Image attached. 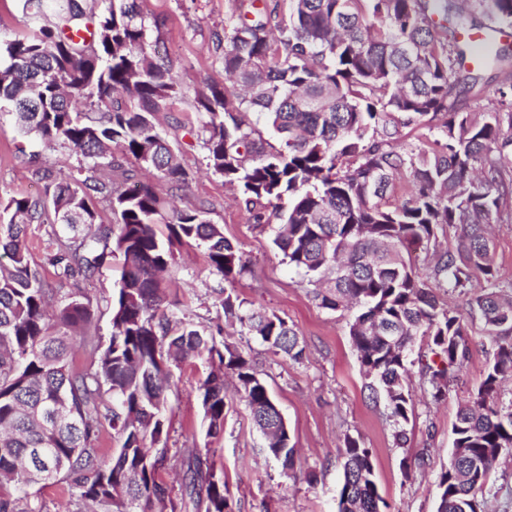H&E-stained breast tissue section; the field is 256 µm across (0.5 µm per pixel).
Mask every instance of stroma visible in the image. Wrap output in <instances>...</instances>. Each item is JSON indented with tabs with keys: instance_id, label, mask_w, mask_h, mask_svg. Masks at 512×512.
<instances>
[{
	"instance_id": "1",
	"label": "stroma",
	"mask_w": 512,
	"mask_h": 512,
	"mask_svg": "<svg viewBox=\"0 0 512 512\" xmlns=\"http://www.w3.org/2000/svg\"><path fill=\"white\" fill-rule=\"evenodd\" d=\"M141 7L147 15L164 17L156 39L172 61L173 74L186 96L208 84H224V68L211 35L224 28L227 0H141ZM175 147L188 172L187 185L175 193L176 204L208 207L212 223L223 225L225 237L238 245L247 265L230 284L235 294L247 307L294 323L305 340V355L294 362L273 354L238 324L226 322L218 292L228 284L210 269L205 245L176 248V260L165 274L168 303L176 304L187 322L198 328L223 325V342L244 352L281 410L297 448V464L286 476L266 457L264 440L231 377L225 381L224 433L216 439L208 437L197 397L207 364L198 359L174 362L169 367L170 404L159 444L165 452L160 475L170 485L173 499L182 498L181 463L193 451L223 474L233 512H337L342 483L339 450L345 438L352 437L372 448L379 492L390 512H435L437 474L453 447L458 406L481 382L496 349L494 338L484 334L480 323L469 324V356L447 399L432 403L420 387H413L409 440L406 447H396L384 402L369 398L365 388L367 378L348 335L352 311L318 305L306 278L274 245L276 225L249 223L235 189L207 170L195 136L179 130ZM78 167L79 158L69 149L22 138L14 114L0 112V199L43 197L40 169L73 175ZM60 234L56 224L27 225L32 262L52 284L55 304L73 297L89 301L93 334L108 338L118 275L108 263L87 278L58 276L50 260L59 249ZM423 451L428 454L426 467L403 469V456ZM28 502L41 512H85L83 503L70 499L63 483L31 485Z\"/></svg>"
}]
</instances>
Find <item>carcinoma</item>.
Listing matches in <instances>:
<instances>
[{"label": "carcinoma", "instance_id": "cac0c4a2", "mask_svg": "<svg viewBox=\"0 0 512 512\" xmlns=\"http://www.w3.org/2000/svg\"><path fill=\"white\" fill-rule=\"evenodd\" d=\"M34 29L0 39V110L21 131L60 142L101 169L79 180L46 170V197L0 203V512H25L34 483L67 485L103 512H175L159 475L168 408L169 363L202 359L198 387L206 435L224 432V378L236 376L266 455L287 475L295 444L267 385L243 351L219 344L164 305L161 273L177 245L205 244L209 267L232 282L245 271L239 247L208 209L170 206L157 183L187 173L156 115L184 99L172 66L153 48L140 0H51L56 21L41 23L44 0H21ZM224 33H214L226 83L195 93L191 131L206 166L238 192L252 224L278 225L275 246L313 286L326 309L356 304L349 336L372 399L384 398L396 447L408 441L409 355L416 343L423 386L442 401L467 357L468 326L417 273L412 252L434 254L437 286L468 296L469 314L497 349L484 379L459 407L453 449L438 474L435 512H484L492 464L512 456V403L498 402L512 375V291L503 292L487 229L512 219V78L481 112L458 97L476 72L509 69L512 47L489 31L477 51L462 32L477 17L512 23V0H229ZM105 107L93 120L77 107ZM276 135L271 143L263 130ZM407 133H402V130ZM154 172L155 183L121 191L129 179L114 152ZM413 192H388L396 177ZM109 201L117 230L79 238L95 223L94 199ZM28 224L69 233L52 259L64 277L90 276L120 257L111 332L72 366L77 332L90 335V303L48 308L52 291L31 266ZM454 240L443 245L447 228ZM480 291L475 292L473 288ZM224 317L274 354L305 353L295 324L219 291ZM117 443L106 461L100 438ZM338 512H384L372 449L355 438L340 449ZM181 507L232 512L224 476L198 455L184 462Z\"/></svg>", "mask_w": 512, "mask_h": 512}]
</instances>
